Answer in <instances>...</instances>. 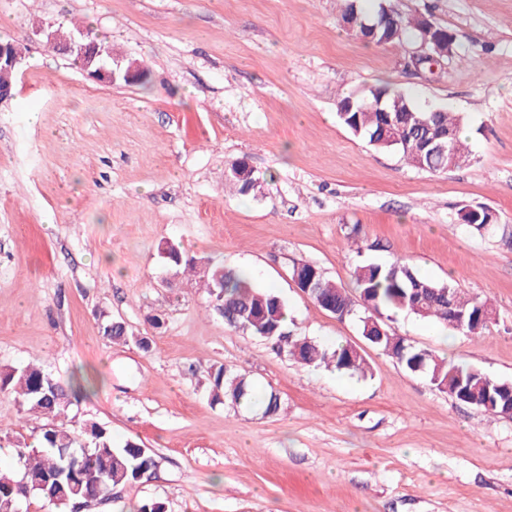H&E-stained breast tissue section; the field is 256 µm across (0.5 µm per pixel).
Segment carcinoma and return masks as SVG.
Here are the masks:
<instances>
[{"label": "carcinoma", "mask_w": 512, "mask_h": 512, "mask_svg": "<svg viewBox=\"0 0 512 512\" xmlns=\"http://www.w3.org/2000/svg\"><path fill=\"white\" fill-rule=\"evenodd\" d=\"M362 0H344L342 17L354 13L371 22L383 16L393 20V26L380 29L376 43L401 41L410 29L419 23L393 13L384 4L375 11L364 9ZM385 95L393 112L384 114L371 107L361 112H340L339 120L356 136L366 139L379 149H392L403 161L422 170L444 171L458 167V162L470 160L469 148L460 137L464 117L444 108H422L415 105L400 90L388 86L358 89L348 97L357 103H372L375 93ZM451 131L454 142L444 152L425 147L424 141L439 133ZM226 182L240 195L257 192L258 178L254 172L228 171ZM163 253L169 265L179 274L197 269L198 261L186 255L175 243H166ZM305 276L315 275L314 287L319 289L318 304L330 306L350 318L358 314L355 301L341 285L329 280L322 272H313L311 264L303 266ZM202 279L209 295L216 300L213 309L233 329L277 343L286 332L285 302L272 291L258 287L251 274L244 269L206 267ZM355 287L359 293L363 315L362 336L388 356L397 359L407 371L425 374L430 383L454 400L474 406L498 416L502 405L488 409L481 405L486 387H495L502 381L481 370L438 358L426 349L409 346L404 338L382 319V313L406 311L421 319L436 321L468 336L482 334L486 324H477L482 313L492 312L486 301L470 297L451 283L437 282L420 276L406 261L396 258L380 265L360 264L354 270ZM454 295L458 307L465 310L473 323L459 325L448 313L445 295ZM103 335L110 341L126 340V326L116 324L110 317L102 318ZM284 342V341H282ZM288 355L308 366L324 365L338 371L368 373V366L360 352L351 345L327 347L306 337L284 342ZM0 392L14 395L19 407L46 420L41 428L40 448L36 451L25 444L16 448V468L0 469V512H15L19 504L38 498L54 504L57 512H71L100 500L112 493V488L128 485L156 467V460L141 445L128 440L121 446L112 442L110 431L97 422L81 427L71 424L68 416V395L65 388L42 367L26 365L0 372ZM211 399L236 407L253 404L256 393L252 383L241 373L220 367L212 374ZM88 451H83V444Z\"/></svg>", "instance_id": "cac0c4a2"}]
</instances>
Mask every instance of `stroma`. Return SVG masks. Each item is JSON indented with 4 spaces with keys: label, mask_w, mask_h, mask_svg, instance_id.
Listing matches in <instances>:
<instances>
[{
    "label": "stroma",
    "mask_w": 512,
    "mask_h": 512,
    "mask_svg": "<svg viewBox=\"0 0 512 512\" xmlns=\"http://www.w3.org/2000/svg\"><path fill=\"white\" fill-rule=\"evenodd\" d=\"M386 5L448 29L451 54L413 67L415 32L364 40L341 0H0V38L23 47L0 100V371L44 365L77 422L157 461L84 512H512V418L408 372L292 278L307 262L350 289L357 265L405 258L489 299L494 318L466 336L402 312L393 330L512 382V0ZM64 20L146 79L87 77L47 43ZM379 85L464 115L471 161L420 170L355 136L338 100ZM240 160L256 195L224 187ZM468 209L489 210L490 226L465 224ZM169 241L248 270L285 301L292 335L357 346L369 374L305 366L228 327L194 277L173 276ZM104 315L127 341L102 336ZM220 366L276 391L279 410L212 404ZM41 426L0 393V468Z\"/></svg>",
    "instance_id": "35a3bbf8"
}]
</instances>
